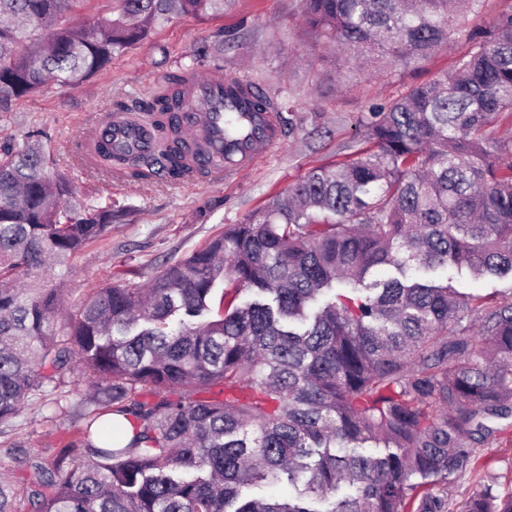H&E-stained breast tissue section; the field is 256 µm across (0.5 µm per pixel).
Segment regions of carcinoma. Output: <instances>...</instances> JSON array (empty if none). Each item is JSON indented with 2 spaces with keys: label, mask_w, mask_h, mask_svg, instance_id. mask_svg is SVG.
Segmentation results:
<instances>
[{
  "label": "carcinoma",
  "mask_w": 512,
  "mask_h": 512,
  "mask_svg": "<svg viewBox=\"0 0 512 512\" xmlns=\"http://www.w3.org/2000/svg\"><path fill=\"white\" fill-rule=\"evenodd\" d=\"M0 0V112L47 81L69 86L177 16L233 0ZM485 0H301L299 28L373 73L462 39L451 70L358 115L365 146L316 166L144 288L93 289L57 331L62 288L41 281L101 239L45 146L0 148V425L76 369L93 379L80 459L14 456L0 512H512L492 484L448 482L512 427V296L420 282L415 266L512 275V9ZM148 105L159 157L102 154L103 173L185 174L170 106ZM222 311L211 316L216 291ZM133 425L126 437L119 417ZM368 448H382L373 456ZM286 483L280 501L256 492ZM113 0H93L86 3L83 10L76 16L74 23L78 26H98L112 15Z\"/></svg>",
  "instance_id": "carcinoma-1"
}]
</instances>
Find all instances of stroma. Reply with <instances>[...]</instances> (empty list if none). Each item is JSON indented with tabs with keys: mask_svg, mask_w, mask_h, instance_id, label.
Segmentation results:
<instances>
[{
	"mask_svg": "<svg viewBox=\"0 0 512 512\" xmlns=\"http://www.w3.org/2000/svg\"><path fill=\"white\" fill-rule=\"evenodd\" d=\"M300 0H235L224 14L184 15L158 26L79 85H46L39 93L0 112V142L47 144L56 166L69 175L78 209L108 208L112 226L73 260L65 278L62 312H69L92 288L122 276L140 286L162 267L200 249L225 226L238 224L310 168L343 160L356 141L355 121L376 102L396 97L408 86L428 82L450 69L464 48L456 42L428 60L394 67L378 81L369 69L354 68L346 85L334 90L321 64L296 69L295 56L310 53L296 35ZM221 64L226 74L252 80L272 98H290L282 114L283 138L272 151L260 150L248 170L221 183L182 184L158 178L150 183H110L81 173L72 154L83 125L116 102L146 103L156 85L190 67L206 70ZM424 279L450 282L464 293L500 297L512 293L508 276L473 277L456 267L427 271ZM92 394L84 374H68L60 384L44 387L11 420L0 426V460L16 452L56 457L75 440L80 414ZM479 471L453 479L448 494L458 499L480 483L499 491L512 487V442L479 448Z\"/></svg>",
	"mask_w": 512,
	"mask_h": 512,
	"instance_id": "35a3bbf8",
	"label": "stroma"
}]
</instances>
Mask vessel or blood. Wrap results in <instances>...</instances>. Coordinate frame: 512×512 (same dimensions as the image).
<instances>
[{
  "label": "vessel or blood",
  "instance_id": "1",
  "mask_svg": "<svg viewBox=\"0 0 512 512\" xmlns=\"http://www.w3.org/2000/svg\"><path fill=\"white\" fill-rule=\"evenodd\" d=\"M257 92L252 82L227 76L220 69L192 74L178 114L182 138L189 146L186 181H222L250 167L259 148L272 149L280 144L282 127L271 112L249 113V131L244 137H224L225 108L243 110L244 100L252 99ZM82 139L80 166L86 171L96 170L98 151L120 150L138 156L152 149V140L145 130L127 118L109 113L91 122Z\"/></svg>",
  "mask_w": 512,
  "mask_h": 512
}]
</instances>
